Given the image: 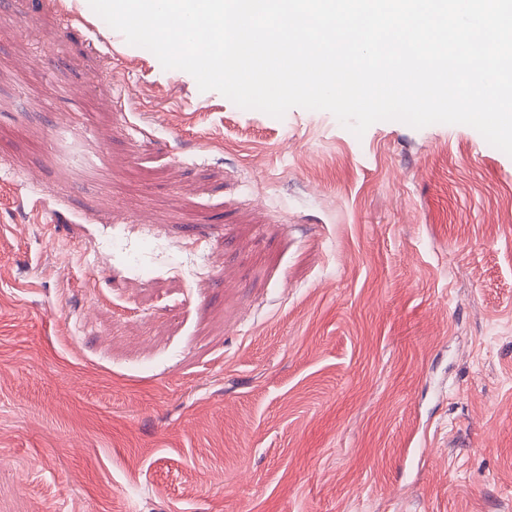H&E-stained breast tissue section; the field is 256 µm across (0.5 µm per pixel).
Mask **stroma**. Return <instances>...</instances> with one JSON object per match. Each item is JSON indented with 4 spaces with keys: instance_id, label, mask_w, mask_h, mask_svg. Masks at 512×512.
<instances>
[{
    "instance_id": "stroma-1",
    "label": "stroma",
    "mask_w": 512,
    "mask_h": 512,
    "mask_svg": "<svg viewBox=\"0 0 512 512\" xmlns=\"http://www.w3.org/2000/svg\"><path fill=\"white\" fill-rule=\"evenodd\" d=\"M0 512H512V156L0 0Z\"/></svg>"
}]
</instances>
